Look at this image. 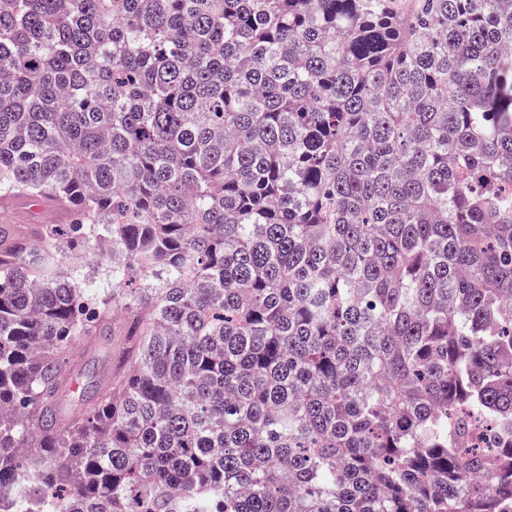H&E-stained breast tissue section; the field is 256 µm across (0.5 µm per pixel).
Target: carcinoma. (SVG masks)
<instances>
[{"mask_svg":"<svg viewBox=\"0 0 512 512\" xmlns=\"http://www.w3.org/2000/svg\"><path fill=\"white\" fill-rule=\"evenodd\" d=\"M15 197L16 512H512V0H0ZM4 217L9 224L33 229L42 224H69L70 215L56 209L50 203L43 206H32L26 198H15L4 207L0 203V218ZM125 346L124 327L119 316L112 319L96 341L79 347L72 356L73 383L63 389L60 403L64 411L73 414L87 405L92 392L90 382L102 377L105 368L119 357ZM89 386V388H88Z\"/></svg>","mask_w":512,"mask_h":512,"instance_id":"1","label":"carcinoma"}]
</instances>
